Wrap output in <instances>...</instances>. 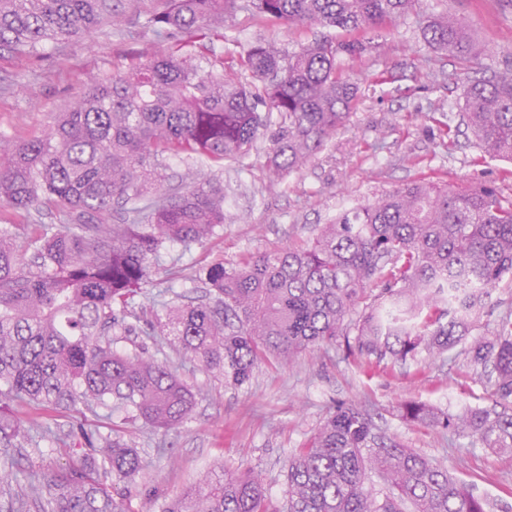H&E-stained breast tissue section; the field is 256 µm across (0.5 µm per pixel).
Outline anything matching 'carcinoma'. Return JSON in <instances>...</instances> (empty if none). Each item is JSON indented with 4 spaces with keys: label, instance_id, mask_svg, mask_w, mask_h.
Segmentation results:
<instances>
[{
    "label": "carcinoma",
    "instance_id": "1",
    "mask_svg": "<svg viewBox=\"0 0 512 512\" xmlns=\"http://www.w3.org/2000/svg\"><path fill=\"white\" fill-rule=\"evenodd\" d=\"M419 0H162L153 25L188 31L246 11L291 26L342 31L283 52L257 41L236 65L161 55L91 86L44 133L0 139V208L62 210L65 224L20 243L23 224L0 225V512H125L94 478L140 472L137 449L83 425L77 468L24 473L13 449L25 437L8 405L45 410L81 404L112 417V401L133 418L168 430L182 424L196 393L167 359L114 347L112 330L135 329L141 285L165 268V245L185 247L224 226V188L197 176L162 191L166 158L221 163L247 156L274 127L270 163L301 170L357 106L358 87L342 58H361L364 33L414 13ZM112 17L111 0H0V50L23 61L49 40L78 38ZM428 45L463 61L478 54L466 25L440 15L424 26ZM249 72L252 83L239 80ZM462 121L483 152L512 161V67L467 81ZM124 224H106L112 209ZM212 303L177 306L168 335L184 354L241 388L261 364H290L307 349L342 342L366 361L405 363L462 344L491 290L512 284V203L492 186L467 190L419 181L326 224L310 247L274 249L236 268L204 272ZM464 353L488 370L496 403H512V313ZM413 422L457 436L478 434L512 453V414L471 409L439 414L401 407ZM383 481L378 494L370 474ZM286 512H488L489 503L439 462L373 431L365 415L340 406L290 461ZM162 512H276L251 470L219 467Z\"/></svg>",
    "mask_w": 512,
    "mask_h": 512
}]
</instances>
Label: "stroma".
Listing matches in <instances>:
<instances>
[{
  "mask_svg": "<svg viewBox=\"0 0 512 512\" xmlns=\"http://www.w3.org/2000/svg\"><path fill=\"white\" fill-rule=\"evenodd\" d=\"M114 3L116 21L80 38L46 43L26 64L0 54V138L20 142L41 135L54 113L65 111L92 83L160 54L228 60L259 39L291 51L325 32L242 13L229 23L211 21L162 38L151 23L157 0ZM446 12L466 24L480 50L470 62L437 53L424 40L426 20ZM369 38L370 51L352 65L357 108L303 171H270L273 144L266 134L240 160H167L168 186L187 174L221 182L224 230L188 248L168 245L167 272L142 287L147 319L162 325L172 307L208 300L199 279L203 269L217 263L231 268L259 252L309 245L322 225L415 180L454 188L491 185L512 199V163L484 153L460 119L466 79L512 65V0H420L416 15L378 27ZM117 346H142L168 358L198 392L192 414L175 429L156 431L123 410L107 421L86 415L80 405L46 414L16 400L10 413L29 431L14 455L24 470L76 463L80 445L68 430L83 419L104 435L118 428L140 453V473L112 488L126 512H161L166 501L219 466L259 473L269 499L281 507L291 458L344 404L368 413L379 431L444 464L457 480L475 484L490 512H512V454L491 451L479 437L457 438L401 416L409 401L445 414L491 407L485 377L457 351L442 360L422 353L404 364H376L347 360L341 346L325 345L284 367L260 366L249 385L235 389L222 374L190 360L170 337L134 332L119 336Z\"/></svg>",
  "mask_w": 512,
  "mask_h": 512,
  "instance_id": "35a3bbf8",
  "label": "stroma"
}]
</instances>
